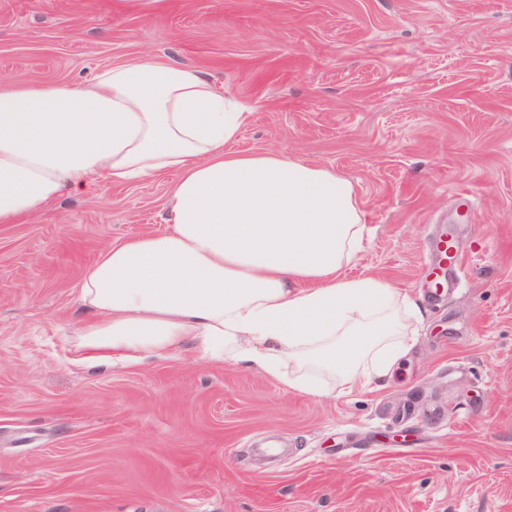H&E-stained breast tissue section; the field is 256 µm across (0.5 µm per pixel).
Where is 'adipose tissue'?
<instances>
[{
	"label": "adipose tissue",
	"instance_id": "1",
	"mask_svg": "<svg viewBox=\"0 0 512 512\" xmlns=\"http://www.w3.org/2000/svg\"><path fill=\"white\" fill-rule=\"evenodd\" d=\"M249 118L200 69L145 57L81 82L0 78V224L63 193L178 174L159 233L104 249L78 284L73 362L194 349L324 397L387 380L419 309L375 275L353 183L278 151H227Z\"/></svg>",
	"mask_w": 512,
	"mask_h": 512
}]
</instances>
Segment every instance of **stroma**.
Segmentation results:
<instances>
[{
    "label": "stroma",
    "mask_w": 512,
    "mask_h": 512,
    "mask_svg": "<svg viewBox=\"0 0 512 512\" xmlns=\"http://www.w3.org/2000/svg\"><path fill=\"white\" fill-rule=\"evenodd\" d=\"M146 56L248 108L229 151L349 179L371 232L347 275L422 316L386 386L324 398L191 350L84 369L77 283L164 231L176 173L0 224V512H512V0H0V76Z\"/></svg>",
    "instance_id": "35a3bbf8"
}]
</instances>
